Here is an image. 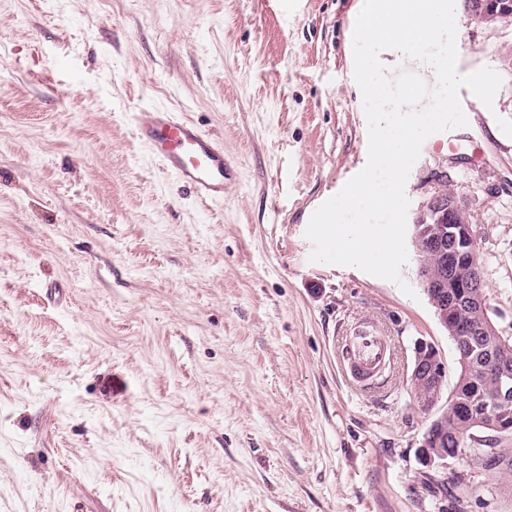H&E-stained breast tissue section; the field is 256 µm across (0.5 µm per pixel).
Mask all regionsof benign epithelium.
Here are the masks:
<instances>
[{
  "label": "benign epithelium",
  "instance_id": "obj_1",
  "mask_svg": "<svg viewBox=\"0 0 512 512\" xmlns=\"http://www.w3.org/2000/svg\"><path fill=\"white\" fill-rule=\"evenodd\" d=\"M510 12L512 0H470L468 4V14L486 24ZM412 243L420 255L423 290L440 324L457 337L462 364L480 370L493 383L490 394L449 405L438 421L463 417L469 428L478 426L499 435L511 432L512 356L502 351L504 336L488 316L478 234L455 195L436 192L429 198L413 224ZM446 377L447 367L434 346L417 341L408 382L418 406L426 410L436 406ZM420 453L425 466L448 467V454L428 434Z\"/></svg>",
  "mask_w": 512,
  "mask_h": 512
}]
</instances>
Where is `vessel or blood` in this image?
<instances>
[{"mask_svg":"<svg viewBox=\"0 0 512 512\" xmlns=\"http://www.w3.org/2000/svg\"><path fill=\"white\" fill-rule=\"evenodd\" d=\"M134 139L159 160L164 170L190 187L206 204H220L235 178L236 160L224 142L167 107L144 105L127 114ZM392 361L388 336L375 325H351L341 349V367L349 383L365 391L382 383Z\"/></svg>","mask_w":512,"mask_h":512,"instance_id":"b4317fda","label":"vessel or blood"}]
</instances>
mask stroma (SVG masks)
Returning <instances> with one entry per match:
<instances>
[{
    "mask_svg": "<svg viewBox=\"0 0 512 512\" xmlns=\"http://www.w3.org/2000/svg\"><path fill=\"white\" fill-rule=\"evenodd\" d=\"M356 2L0 0V512H512V469L420 460L414 343L448 395L457 355L416 254L414 299L309 260L312 214L368 159ZM458 16L459 72L503 83L490 107L460 89L468 125L423 143L407 219L455 193L512 336V17ZM139 104L223 138V203L139 146ZM360 320L393 346L366 393L339 366Z\"/></svg>",
    "mask_w": 512,
    "mask_h": 512,
    "instance_id": "1",
    "label": "stroma"
}]
</instances>
